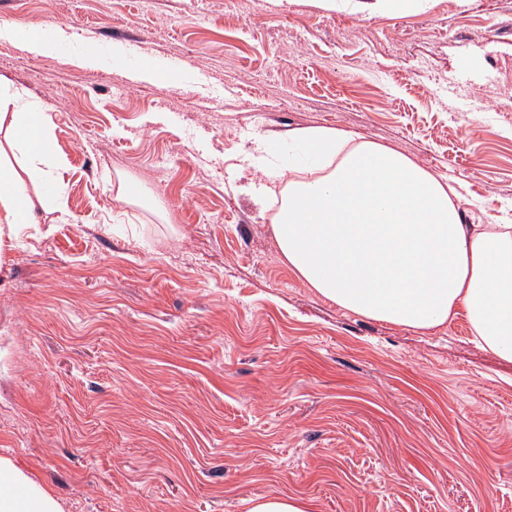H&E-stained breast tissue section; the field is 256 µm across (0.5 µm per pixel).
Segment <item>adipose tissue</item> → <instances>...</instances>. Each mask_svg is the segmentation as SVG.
Listing matches in <instances>:
<instances>
[{
    "label": "adipose tissue",
    "mask_w": 512,
    "mask_h": 512,
    "mask_svg": "<svg viewBox=\"0 0 512 512\" xmlns=\"http://www.w3.org/2000/svg\"><path fill=\"white\" fill-rule=\"evenodd\" d=\"M25 173L0 158V237L33 218L53 155L43 113H0ZM320 164L287 179L274 226L289 268L361 316L419 330L465 312L478 342L512 361V225L468 224L457 190L384 145L328 127L297 131ZM0 512H60L56 499L0 459Z\"/></svg>",
    "instance_id": "1"
}]
</instances>
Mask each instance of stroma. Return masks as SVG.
Here are the masks:
<instances>
[{
    "label": "stroma",
    "mask_w": 512,
    "mask_h": 512,
    "mask_svg": "<svg viewBox=\"0 0 512 512\" xmlns=\"http://www.w3.org/2000/svg\"><path fill=\"white\" fill-rule=\"evenodd\" d=\"M0 85L66 204L0 247V459L61 512H512V362L320 297L245 160L337 127L512 224V0H0ZM250 502L248 512H308L310 507L293 496L262 497Z\"/></svg>",
    "instance_id": "stroma-1"
}]
</instances>
